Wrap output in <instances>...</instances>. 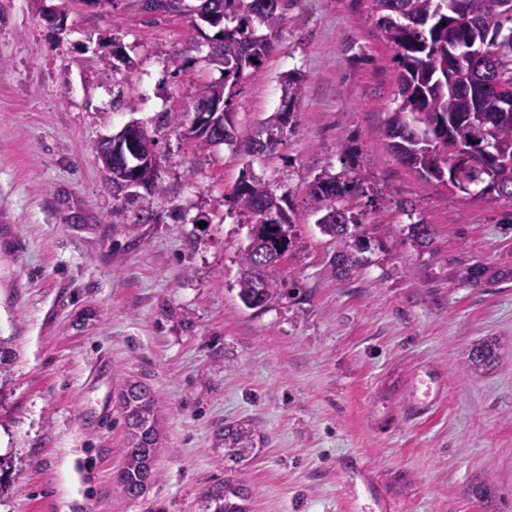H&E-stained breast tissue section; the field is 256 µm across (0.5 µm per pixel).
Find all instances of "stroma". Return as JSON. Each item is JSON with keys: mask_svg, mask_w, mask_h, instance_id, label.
<instances>
[{"mask_svg": "<svg viewBox=\"0 0 512 512\" xmlns=\"http://www.w3.org/2000/svg\"><path fill=\"white\" fill-rule=\"evenodd\" d=\"M0 0V339L16 351L0 393V512H200L225 470L215 433L248 422L261 443L234 476L251 512H512V201L423 180L385 135L394 48L372 0H292L264 67L233 98L240 136L306 77L293 134L260 159L187 136L219 81L189 14L115 0ZM118 37L128 60L106 58ZM179 113V128L159 126ZM138 123L155 140L161 192L113 187L95 147ZM354 141L384 205L370 247L336 278L308 184ZM291 191L299 258L271 307L237 293L248 226L230 204L245 173ZM415 203L414 215L402 204ZM430 224L429 248L407 237ZM481 264L493 277L466 279ZM497 338L495 368L467 352ZM152 386L164 409L156 478L137 499L113 475L125 448L117 394Z\"/></svg>", "mask_w": 512, "mask_h": 512, "instance_id": "1", "label": "stroma"}]
</instances>
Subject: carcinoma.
I'll return each instance as SVG.
<instances>
[{"label":"carcinoma","instance_id":"carcinoma-1","mask_svg":"<svg viewBox=\"0 0 512 512\" xmlns=\"http://www.w3.org/2000/svg\"><path fill=\"white\" fill-rule=\"evenodd\" d=\"M377 25L395 48L397 107L390 113L386 136L393 156L425 180L454 183L456 155L448 150L461 145L469 150L467 194L512 200V111L486 123L484 110L512 95V0H455L458 10H448V0H373ZM198 8L211 15L206 20L218 33L206 37L208 56L223 64L222 81L200 89L197 107L224 105L226 127L222 136L195 135L199 146L224 144L232 152L259 157L251 137L237 134L231 105L236 89L257 73L273 49L274 40L288 21L285 0H200ZM484 32L500 37L491 56L457 58L454 86H449L448 49L469 46ZM305 90L304 78L295 71L281 77V102L268 116L267 128L283 136L295 129V105ZM342 169L325 167L308 185L311 212L322 233L345 238L350 226L362 223L353 208L365 199L378 209L381 193L363 172L352 141L341 144ZM238 214L250 220V243L240 258L238 297L248 309H264L279 299L271 284L275 267L285 255L297 256L290 193H276L268 182L245 175L231 199ZM409 237L419 246L430 244L432 226L408 225ZM370 241L360 235L352 249L331 258L336 275L352 279L363 269L359 254ZM499 359L493 339L473 344L467 355L470 371L491 369ZM126 429L124 461L115 483L127 499L138 498L155 480L154 461L160 450L163 413L154 390L142 381H129L119 392ZM257 430L246 422L227 424L216 433L215 445L224 449L219 460L239 462L256 448ZM250 487L226 478L207 487L202 512H249Z\"/></svg>","mask_w":512,"mask_h":512}]
</instances>
